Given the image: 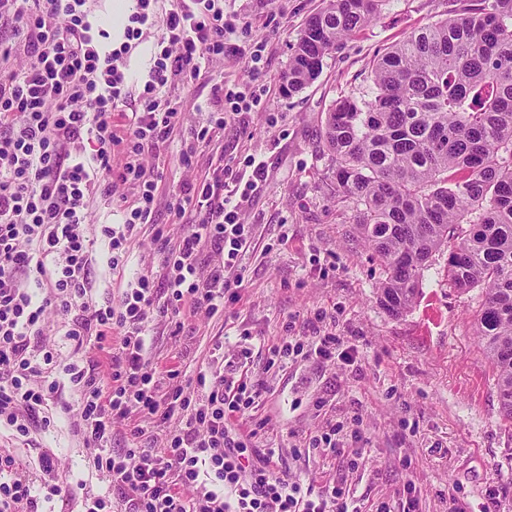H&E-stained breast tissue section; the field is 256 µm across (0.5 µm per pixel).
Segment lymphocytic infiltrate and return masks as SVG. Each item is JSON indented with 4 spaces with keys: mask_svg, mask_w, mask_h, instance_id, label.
I'll use <instances>...</instances> for the list:
<instances>
[{
    "mask_svg": "<svg viewBox=\"0 0 512 512\" xmlns=\"http://www.w3.org/2000/svg\"><path fill=\"white\" fill-rule=\"evenodd\" d=\"M90 0H0V431L30 447L54 424L55 412H76L73 433L89 465L106 474L118 498L79 492L63 477L55 454L36 462L39 482L21 477V460L0 449V512H45L57 501L79 502L81 512H422V494L407 481L368 504L338 483H320L281 470L278 449H258L265 420L252 413L272 395L253 375L254 338L237 335L236 353L212 345L191 375L159 370L148 354L151 325L183 328L186 319L223 312L240 299L245 257L254 227L244 217L268 185L265 160L246 156L183 184L168 200L178 238L156 224L163 174L144 164L174 140L179 160L192 165L216 132L246 133L262 111L267 85L225 87L210 71L223 58L235 27L224 0H173L157 19V0H137L123 25V40L105 51L106 30H93ZM160 23L155 52L139 93V106L122 115L129 96L124 60L145 29ZM24 54L26 63L14 68ZM204 83L211 98L202 122L184 127L175 90ZM94 154L84 159L83 142ZM109 198L119 224L100 225L111 269H118L141 225L155 227L165 256L169 294L159 299L151 272L128 280L117 299L93 297V241L85 227L96 197ZM217 256L206 266V255ZM64 318L72 351L55 359L43 343L49 312ZM320 313L309 336L267 345V365L298 360L353 362L356 346L341 339ZM71 399H63V390ZM127 423L133 445L112 448V426ZM249 421L242 429L241 421ZM168 426L166 442L146 441V424ZM361 417L329 422L299 439L294 455L341 456L349 469L364 466Z\"/></svg>",
    "mask_w": 512,
    "mask_h": 512,
    "instance_id": "1",
    "label": "lymphocytic infiltrate"
}]
</instances>
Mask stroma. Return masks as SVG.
Segmentation results:
<instances>
[{"label": "stroma", "instance_id": "35a3bbf8", "mask_svg": "<svg viewBox=\"0 0 512 512\" xmlns=\"http://www.w3.org/2000/svg\"><path fill=\"white\" fill-rule=\"evenodd\" d=\"M324 0H224L237 27L235 44L264 48L259 70L240 55L214 63L229 87L267 84V112L252 116L248 138L226 127L204 148L197 167L178 162L180 142L170 144L159 161L165 193L204 173L212 154H254L269 168L267 190L245 216L255 227L257 248L246 261L241 299L226 316L197 315L179 335L167 325L153 326L147 346L152 359L171 364L181 356L183 371H193L214 342L232 352L239 327L255 341L252 371L267 377L274 393L260 410L267 421L258 437L261 448L282 449L284 467L318 480H339L370 501L396 485L415 481L425 512H454L465 503L479 512L486 489L499 493L500 512H512V423L499 412L493 367L474 331L479 290L450 288L444 260L436 258L424 273L411 309L390 316L377 301L380 263L351 222L350 210L337 207L326 188L332 158L320 142L322 122L341 96L371 92L369 73L378 52L403 40L418 27L446 18L453 0H382L376 19L345 40L327 58L322 75L293 97L281 92L280 77L306 20ZM282 113L271 127L268 112ZM163 273V257L153 228L142 225L132 244L126 273ZM336 320V334L356 345L353 365L340 360L303 361L286 371L268 370L263 343L282 336L292 323L297 336L310 335L316 310ZM324 400V416L312 404ZM363 415L365 469L349 470L341 458L291 454L301 437L324 420L349 421ZM74 415L59 417L40 438L53 451L70 481L103 493L108 480L91 472L72 437ZM410 457L402 467L401 457Z\"/></svg>", "mask_w": 512, "mask_h": 512}]
</instances>
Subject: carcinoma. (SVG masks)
I'll list each match as a JSON object with an SVG mask.
<instances>
[{
    "label": "carcinoma",
    "instance_id": "carcinoma-1",
    "mask_svg": "<svg viewBox=\"0 0 512 512\" xmlns=\"http://www.w3.org/2000/svg\"><path fill=\"white\" fill-rule=\"evenodd\" d=\"M382 0H326L280 83L293 96L367 26ZM371 94L339 97L322 141L330 194L377 255L378 301L403 315L431 259L450 287L479 288L475 330L512 422V0H477L411 32L373 62Z\"/></svg>",
    "mask_w": 512,
    "mask_h": 512
}]
</instances>
